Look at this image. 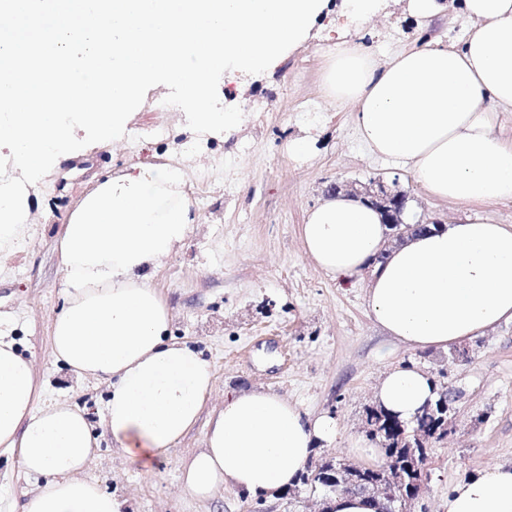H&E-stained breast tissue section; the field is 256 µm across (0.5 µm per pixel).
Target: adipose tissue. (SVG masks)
I'll list each match as a JSON object with an SVG mask.
<instances>
[{"label":"adipose tissue","mask_w":512,"mask_h":512,"mask_svg":"<svg viewBox=\"0 0 512 512\" xmlns=\"http://www.w3.org/2000/svg\"><path fill=\"white\" fill-rule=\"evenodd\" d=\"M460 9L471 25L450 45L427 41L379 61L362 44L337 43L323 87L351 105L371 153L461 217L389 249L378 212L341 193L314 205L301 226L315 267L343 282L368 275L376 322L413 349L447 348L512 322V225L468 213L512 200V137L500 132L512 112V0H460ZM186 187L185 169L165 163L105 177L57 240L65 300L51 353L107 382L105 431L147 469L197 423L214 388L210 363L171 340L169 309L152 284L194 222ZM39 395L32 360L0 337V447L17 449L21 469L39 481L23 512H125V500L84 475L96 446L85 411ZM435 396L432 378L408 366L385 372L375 389L378 407L407 422ZM337 436L333 417L263 389L239 393L212 411L181 478L199 499L227 486L269 496L297 481L316 444ZM447 512H512V464L455 483Z\"/></svg>","instance_id":"1"}]
</instances>
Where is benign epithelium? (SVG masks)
I'll use <instances>...</instances> for the list:
<instances>
[{"mask_svg": "<svg viewBox=\"0 0 512 512\" xmlns=\"http://www.w3.org/2000/svg\"><path fill=\"white\" fill-rule=\"evenodd\" d=\"M327 192L339 194L341 192L363 199L380 211L383 223L388 226L387 246L404 242L412 233V228L422 225L417 221L413 224L403 218L406 194L392 193L381 180H373L369 184L356 182H336L329 185ZM427 448L423 438H418V444H409L405 452L407 460L399 461L387 454L382 469L386 476L379 482H365L359 478L362 467L336 462L329 473L325 475L324 499H329L337 493H360L373 497L378 505V512H405L406 504L416 497L422 483L427 479L428 473L421 462L426 455Z\"/></svg>", "mask_w": 512, "mask_h": 512, "instance_id": "benign-epithelium-1", "label": "benign epithelium"}]
</instances>
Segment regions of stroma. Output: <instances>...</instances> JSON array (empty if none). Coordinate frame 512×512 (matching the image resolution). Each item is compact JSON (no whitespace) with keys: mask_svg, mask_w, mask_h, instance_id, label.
Segmentation results:
<instances>
[{"mask_svg":"<svg viewBox=\"0 0 512 512\" xmlns=\"http://www.w3.org/2000/svg\"><path fill=\"white\" fill-rule=\"evenodd\" d=\"M445 2L441 16L422 22L411 15L409 0H385L379 17L363 25L361 40L381 60L425 37L460 41L469 22L457 0ZM332 46L316 29L272 72L238 77L219 99L241 107L244 117L219 137L195 136L183 112L163 110L167 89L158 87L134 111L121 143H95L57 160L27 188L31 220L23 242L0 262V316L35 362L42 402L68 400L87 411L98 432L106 385L73 376L50 351L51 321L65 298L56 248L64 220L102 176L176 156L195 141L201 151L187 164L188 175L214 172L207 184L190 190L199 224L153 280L171 312L172 336L210 363L214 390L195 426L151 469L102 439L87 475L125 499L129 512H317L319 494L300 484L266 497L227 486L210 499L195 498L182 485L183 463L202 448L215 406L261 387L312 415L335 418L336 441L316 446L310 465L328 457L368 464L350 445L364 438L374 388L395 366L420 368L455 392L448 435L432 442L425 462L431 478L407 512H447L448 491L457 481L490 464L512 463V323L466 340L459 359L447 349L414 350L371 317L367 277L339 283L304 254L300 227L336 181L396 183L425 222L459 215L455 205L428 197L410 174L371 155L353 128L350 106L326 97L322 71ZM154 126L167 128L168 137L145 138ZM301 137L312 146L293 154L290 143ZM33 485L17 450L0 447V512H22Z\"/></svg>","mask_w":512,"mask_h":512,"instance_id":"35a3bbf8","label":"stroma"}]
</instances>
